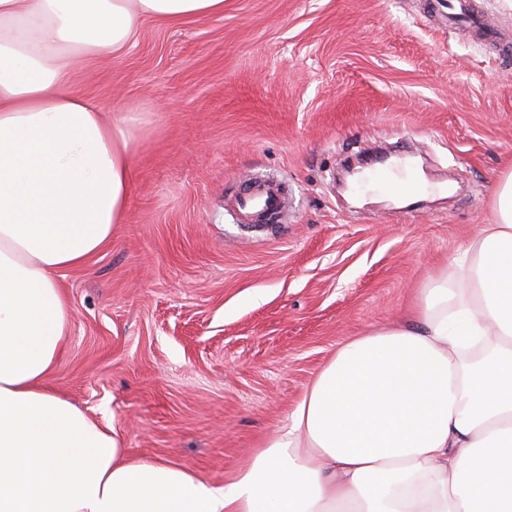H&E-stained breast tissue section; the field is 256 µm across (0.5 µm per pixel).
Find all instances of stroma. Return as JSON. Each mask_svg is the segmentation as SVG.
Masks as SVG:
<instances>
[{"instance_id":"obj_1","label":"stroma","mask_w":512,"mask_h":512,"mask_svg":"<svg viewBox=\"0 0 512 512\" xmlns=\"http://www.w3.org/2000/svg\"><path fill=\"white\" fill-rule=\"evenodd\" d=\"M224 0L145 20L69 85L134 118L127 213L61 272L70 343L50 385L129 453L221 484L285 423L348 339L401 318L491 220L512 170V0ZM387 144L430 193L355 203L346 169ZM281 182L279 220L239 224L240 181Z\"/></svg>"}]
</instances>
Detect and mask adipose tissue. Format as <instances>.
Wrapping results in <instances>:
<instances>
[{"label":"adipose tissue","mask_w":512,"mask_h":512,"mask_svg":"<svg viewBox=\"0 0 512 512\" xmlns=\"http://www.w3.org/2000/svg\"><path fill=\"white\" fill-rule=\"evenodd\" d=\"M224 0H0V512H512V171L493 223L420 288L403 325L341 345L224 484L131 456L48 379L58 281L126 213L132 120L68 90L151 18Z\"/></svg>","instance_id":"1"}]
</instances>
